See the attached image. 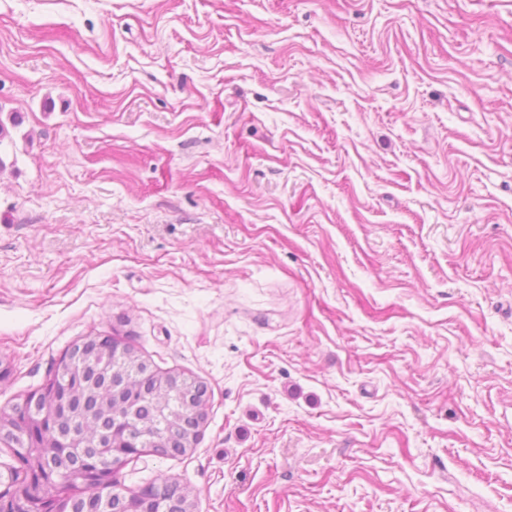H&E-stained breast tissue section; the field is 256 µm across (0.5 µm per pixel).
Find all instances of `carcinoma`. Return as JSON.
Wrapping results in <instances>:
<instances>
[{
  "instance_id": "carcinoma-1",
  "label": "carcinoma",
  "mask_w": 512,
  "mask_h": 512,
  "mask_svg": "<svg viewBox=\"0 0 512 512\" xmlns=\"http://www.w3.org/2000/svg\"><path fill=\"white\" fill-rule=\"evenodd\" d=\"M79 352L77 366L89 390L71 395L69 408L51 406L50 394L3 409L0 422L20 428L11 412L23 407L54 417L36 436L13 449L19 464L8 467L18 512L38 507L57 512H127L128 491L114 477L106 484L88 483L92 471L111 470L100 446L136 447L159 456L183 455L198 441L204 417L196 409L206 402V389L181 374L152 367L134 346L114 336H86L71 345ZM72 363L58 362L48 383L70 382ZM155 498L148 512L163 504L194 503L179 481L163 478L145 488Z\"/></svg>"
}]
</instances>
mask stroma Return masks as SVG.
Returning a JSON list of instances; mask_svg holds the SVG:
<instances>
[{"mask_svg":"<svg viewBox=\"0 0 512 512\" xmlns=\"http://www.w3.org/2000/svg\"><path fill=\"white\" fill-rule=\"evenodd\" d=\"M0 408L80 337L205 382L137 489L512 512V0H0Z\"/></svg>","mask_w":512,"mask_h":512,"instance_id":"1","label":"stroma"}]
</instances>
